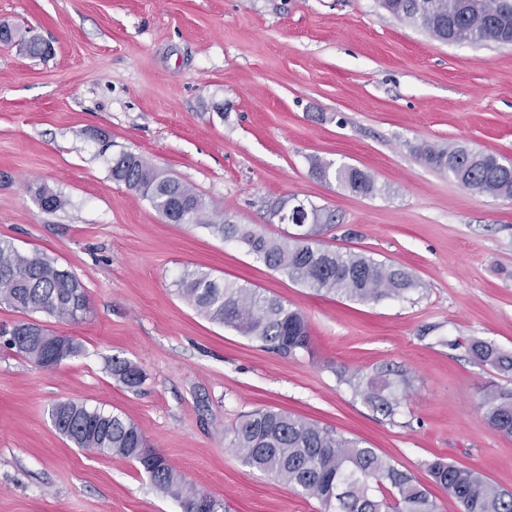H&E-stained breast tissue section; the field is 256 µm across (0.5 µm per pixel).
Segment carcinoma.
Returning a JSON list of instances; mask_svg holds the SVG:
<instances>
[{
    "label": "carcinoma",
    "instance_id": "carcinoma-1",
    "mask_svg": "<svg viewBox=\"0 0 512 512\" xmlns=\"http://www.w3.org/2000/svg\"><path fill=\"white\" fill-rule=\"evenodd\" d=\"M381 0L391 14L420 25L443 42L512 44V7L501 12L502 0ZM47 42L33 36L21 42L29 56L44 57ZM416 153L428 166L448 175L462 187L479 194L512 198V165L489 152L467 146L422 144ZM312 169L321 179L334 181L349 192L370 196L379 192L374 178L349 165L319 160ZM112 180L149 199L164 218L179 224H202L226 241L245 244L267 267L318 294L357 302L403 297L420 287L407 271L372 257L327 248L320 240L331 214L306 205L309 224L303 236L291 232L273 237L239 224L228 215L210 211L204 198L188 184L163 175L147 158L121 152L112 157ZM41 209L63 205L45 186L32 191ZM178 295L208 320L260 342L278 354L306 350L311 342L309 324L298 309L256 288L219 281L204 272H187L177 281ZM24 314L41 313L72 322L88 311L84 284L45 255L27 253L0 239V306ZM5 344L43 368H54L79 356L81 342L53 334L44 325L21 321ZM473 355L501 372L512 371V355L493 345L474 341ZM112 375L128 387L140 385L145 375L136 364L112 358ZM391 371L340 378L354 387L367 403L386 416L400 404L402 379ZM484 415L494 430L512 436V393L485 390ZM55 428L76 447L102 456L139 464L164 495L178 501L182 512H219L221 504L194 487L167 459L149 449L133 422L122 415L84 402L66 400L49 411ZM231 445L248 466L266 472L286 488L315 499L321 512H440L429 490L398 469L374 449L335 431L290 413L256 409L241 417L230 430ZM432 481L460 506L461 512H512V492L501 489L479 473L436 458L427 464Z\"/></svg>",
    "mask_w": 512,
    "mask_h": 512
}]
</instances>
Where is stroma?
<instances>
[{
  "label": "stroma",
  "mask_w": 512,
  "mask_h": 512,
  "mask_svg": "<svg viewBox=\"0 0 512 512\" xmlns=\"http://www.w3.org/2000/svg\"><path fill=\"white\" fill-rule=\"evenodd\" d=\"M39 35L47 58L0 44V238L86 286L83 319L43 317L81 355L44 369L0 344V512H182L134 462L75 447L49 418L78 400L122 414L223 512H320L243 464L229 430L285 411L362 442L428 487L442 458L512 491V437L487 423L503 373L469 352L512 354V199L460 187L411 150L456 143L512 162V46L444 43L378 0H0V24ZM149 159L211 211L269 235V202L296 196L335 217L325 246L412 273L403 298L319 295L244 244L164 219L113 182V155ZM348 164L380 188L355 195L311 163ZM66 204L42 211L27 185ZM204 271L281 298L309 349L279 355L199 315L176 292ZM145 373L127 388L113 358ZM407 380L393 417L340 373Z\"/></svg>",
  "instance_id": "1"
}]
</instances>
